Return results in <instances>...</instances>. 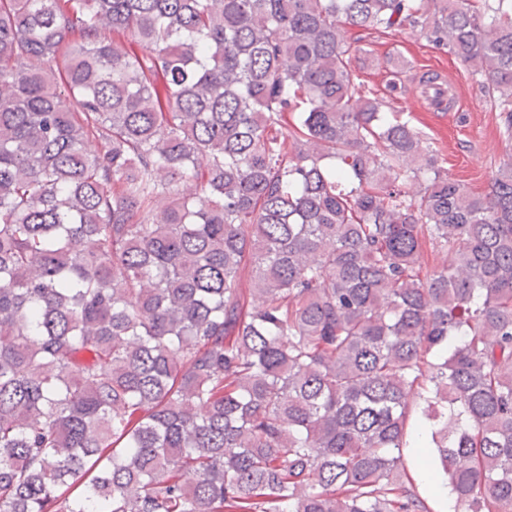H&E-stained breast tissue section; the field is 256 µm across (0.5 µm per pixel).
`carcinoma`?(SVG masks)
<instances>
[{"label":"carcinoma","mask_w":512,"mask_h":512,"mask_svg":"<svg viewBox=\"0 0 512 512\" xmlns=\"http://www.w3.org/2000/svg\"><path fill=\"white\" fill-rule=\"evenodd\" d=\"M345 25L512 128V0H0V512H429L405 448L512 512V161L449 178Z\"/></svg>","instance_id":"carcinoma-1"}]
</instances>
